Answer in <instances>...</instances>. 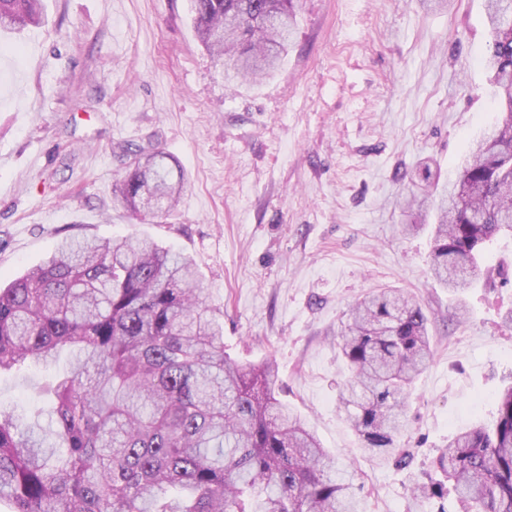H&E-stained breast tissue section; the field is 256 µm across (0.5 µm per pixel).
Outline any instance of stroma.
<instances>
[{
    "instance_id": "stroma-1",
    "label": "stroma",
    "mask_w": 512,
    "mask_h": 512,
    "mask_svg": "<svg viewBox=\"0 0 512 512\" xmlns=\"http://www.w3.org/2000/svg\"><path fill=\"white\" fill-rule=\"evenodd\" d=\"M43 4L44 26L0 33V282L66 237L173 247L223 312L226 351L274 359L281 400L356 468L365 512H462L455 493L417 504L410 487L456 432L497 420L512 385V279L458 296L435 283L433 225L407 232L405 200L422 169L457 179L501 118L480 64L484 0H298L279 69L236 88L198 42L190 0ZM155 147L187 187L170 213L137 216L114 188L131 152ZM382 288L422 306L432 358L396 453L374 456L336 407L349 375L336 338ZM57 371L0 377V410L33 417Z\"/></svg>"
}]
</instances>
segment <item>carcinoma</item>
<instances>
[{
	"label": "carcinoma",
	"mask_w": 512,
	"mask_h": 512,
	"mask_svg": "<svg viewBox=\"0 0 512 512\" xmlns=\"http://www.w3.org/2000/svg\"><path fill=\"white\" fill-rule=\"evenodd\" d=\"M485 60L501 123L441 196L433 278L451 292L489 277L486 245L512 238V0H486ZM194 31L228 82L257 81L287 54L295 0H192ZM43 23L41 0H0V30ZM184 175L161 150L133 153L119 185L135 214L168 212ZM423 206L436 190L421 174ZM428 318L395 288L366 296L341 329L352 375L339 396L363 448H396L412 385L431 356ZM66 368L44 388L47 422L0 412V499L12 512H359L357 471L320 446L279 398L278 367L224 351V326L192 260L147 238L64 240L0 288V375ZM466 512H512V386L493 432L477 426L436 459Z\"/></svg>",
	"instance_id": "1"
}]
</instances>
